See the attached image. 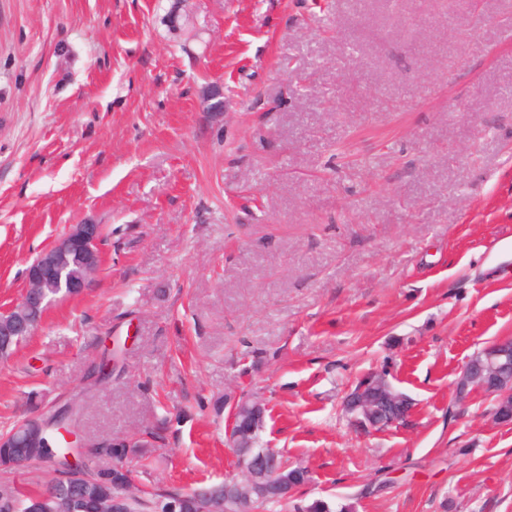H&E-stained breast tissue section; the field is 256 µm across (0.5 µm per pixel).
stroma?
Here are the masks:
<instances>
[{
  "label": "stroma",
  "mask_w": 512,
  "mask_h": 512,
  "mask_svg": "<svg viewBox=\"0 0 512 512\" xmlns=\"http://www.w3.org/2000/svg\"><path fill=\"white\" fill-rule=\"evenodd\" d=\"M86 221L101 266L0 363V430H157L135 487L188 490L238 476L213 404L249 393L296 500L512 512V423L455 398L512 337V0H0V308ZM371 371L404 423L350 421ZM505 340L506 338L499 339L485 348L484 352L487 359L486 363L482 370H480V372H478V374L472 379L469 375V364L474 368L481 367L483 364V357L480 352L470 359L469 364L465 366L463 374L457 383L456 390L463 385H465L464 390H466L468 388V383H470L471 380H477L480 378L483 371H487L489 376H497L501 379L507 378L510 371L512 372V342ZM383 378L380 374L370 373L364 376L346 397V406L353 412H366L370 413L373 410L372 400L369 397V386L363 385L366 383H373ZM362 385V386H359ZM387 397L392 406V411L387 413L384 422L396 425L400 420L406 419L411 414V402L406 395L395 390H391Z\"/></svg>",
  "instance_id": "obj_1"
}]
</instances>
